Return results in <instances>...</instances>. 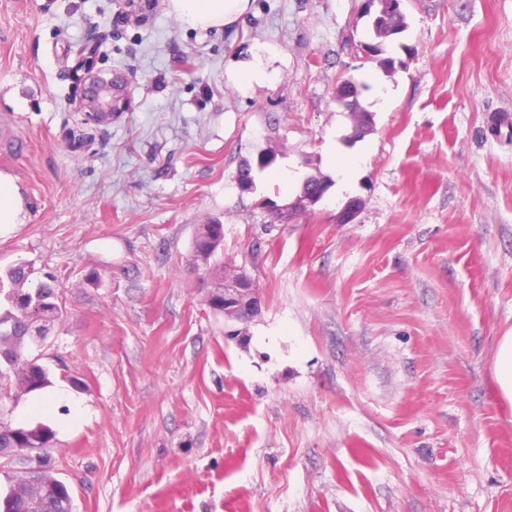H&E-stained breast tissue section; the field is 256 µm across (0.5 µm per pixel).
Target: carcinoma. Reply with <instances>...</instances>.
Wrapping results in <instances>:
<instances>
[{"label": "carcinoma", "instance_id": "obj_1", "mask_svg": "<svg viewBox=\"0 0 512 512\" xmlns=\"http://www.w3.org/2000/svg\"><path fill=\"white\" fill-rule=\"evenodd\" d=\"M369 41L364 48L370 57L380 58L386 69L394 68L390 57H382L385 42L408 28L406 14L393 0H378L375 11L367 10ZM363 86L345 79L336 86V103L352 117L347 141L355 142L374 131V114L363 106L360 97ZM273 150L260 154L256 164L240 165L236 179L251 188L254 170L269 167L275 160ZM329 187L318 176L308 177L295 205L282 208L273 215L277 222H285L309 212ZM191 272L199 275L202 285L209 289L207 302L216 313H224V224L210 219L197 225L190 259ZM33 270L24 264L9 268L5 277L10 290L5 295L6 306L0 307V409H15L19 395L43 390L51 385L49 370L40 363L42 355L33 354V347H43L51 326L62 316L57 289L40 282L29 287ZM53 431L42 424L24 427L10 418L0 421V450L18 461L31 455L45 464L54 465L48 448L53 445ZM0 512H74V503L68 487L47 479L45 474L28 472L22 468L10 480L8 490L0 499Z\"/></svg>", "mask_w": 512, "mask_h": 512}]
</instances>
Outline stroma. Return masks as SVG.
Masks as SVG:
<instances>
[{
    "label": "stroma",
    "instance_id": "35a3bbf8",
    "mask_svg": "<svg viewBox=\"0 0 512 512\" xmlns=\"http://www.w3.org/2000/svg\"><path fill=\"white\" fill-rule=\"evenodd\" d=\"M363 7L251 0L201 30L166 0H0V171L26 203L0 270L54 277L42 362L83 413L17 408L53 429L75 512H512V0H403L390 72L355 49ZM86 45L125 101L103 125ZM347 78L375 115L351 146ZM337 152L363 156L351 191L260 208ZM211 218L259 284L236 339L188 271ZM82 70L80 82L84 91L78 103L79 109L98 123L112 120V112H117V96H114L112 82L102 81L96 76L93 60L87 61ZM493 373L502 400L512 409V329L498 341Z\"/></svg>",
    "mask_w": 512,
    "mask_h": 512
}]
</instances>
